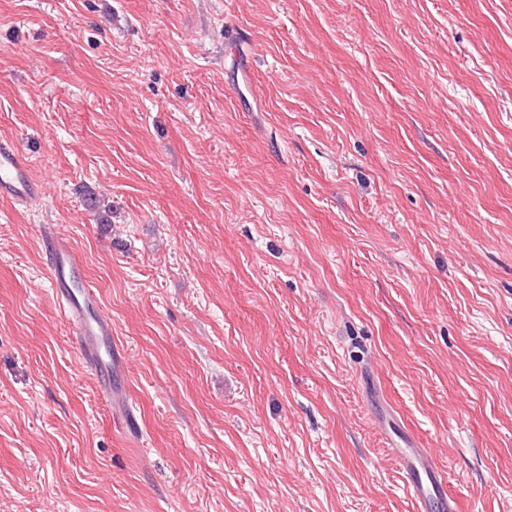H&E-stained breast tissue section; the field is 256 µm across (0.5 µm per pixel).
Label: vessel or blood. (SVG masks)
Instances as JSON below:
<instances>
[{"label": "vessel or blood", "instance_id": "obj_1", "mask_svg": "<svg viewBox=\"0 0 512 512\" xmlns=\"http://www.w3.org/2000/svg\"><path fill=\"white\" fill-rule=\"evenodd\" d=\"M0 194L25 201L38 194L28 170V160L15 144H0ZM44 246L50 260L52 286L67 322L73 327L82 363L96 371L101 389L117 424L129 422L128 401L112 385L120 360L112 349V320L97 290L86 279L72 247L52 235ZM406 491L416 512H458L459 503L448 489L444 471L429 449L408 443L395 451Z\"/></svg>", "mask_w": 512, "mask_h": 512}]
</instances>
